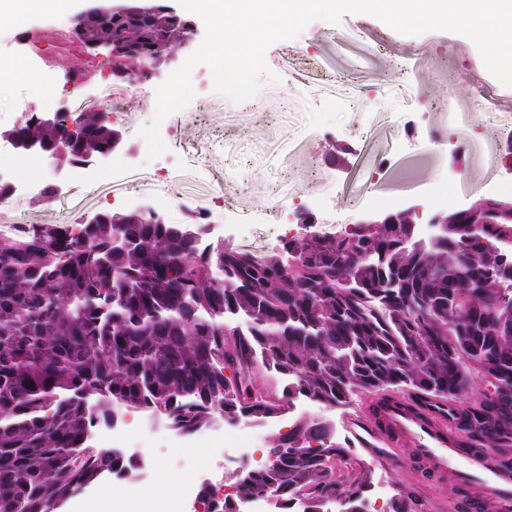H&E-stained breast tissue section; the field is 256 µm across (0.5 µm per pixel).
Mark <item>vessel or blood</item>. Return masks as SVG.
<instances>
[{
  "label": "vessel or blood",
  "instance_id": "b4317fda",
  "mask_svg": "<svg viewBox=\"0 0 512 512\" xmlns=\"http://www.w3.org/2000/svg\"><path fill=\"white\" fill-rule=\"evenodd\" d=\"M459 406L445 400L411 411L394 405L385 410L390 432L413 443L415 452L438 476L451 475L480 489L488 512H512V435L473 443L457 431Z\"/></svg>",
  "mask_w": 512,
  "mask_h": 512
}]
</instances>
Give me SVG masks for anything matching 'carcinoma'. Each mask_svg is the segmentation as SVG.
Wrapping results in <instances>:
<instances>
[{
  "instance_id": "cac0c4a2",
  "label": "carcinoma",
  "mask_w": 512,
  "mask_h": 512,
  "mask_svg": "<svg viewBox=\"0 0 512 512\" xmlns=\"http://www.w3.org/2000/svg\"><path fill=\"white\" fill-rule=\"evenodd\" d=\"M175 12L84 18L83 40L154 54L173 47ZM70 131L33 112L19 141L101 152L114 130L80 112ZM422 246L409 224H356L338 237L287 239L277 254L201 246L191 224H56L0 234V512H52L108 476L121 454L88 443L121 409L164 415L193 434L279 416L305 398L347 406L380 394L374 424L396 403L460 396L478 374L493 395L461 408L460 426L512 420V218L472 227L462 210ZM34 388H28V385ZM97 401L88 402L89 389ZM333 427L302 421L233 475L239 512L267 495L283 512H369L370 472Z\"/></svg>"
}]
</instances>
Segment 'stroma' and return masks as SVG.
<instances>
[{
    "instance_id": "stroma-1",
    "label": "stroma",
    "mask_w": 512,
    "mask_h": 512,
    "mask_svg": "<svg viewBox=\"0 0 512 512\" xmlns=\"http://www.w3.org/2000/svg\"><path fill=\"white\" fill-rule=\"evenodd\" d=\"M96 0H75L72 12L37 15L26 29L0 28V55L32 57L26 32L53 39L75 23ZM309 23L301 34L270 45L274 80L264 81L259 106L234 104L212 91L206 66L192 74L194 100L166 118L160 135L164 154L148 158L141 126L156 111V89L180 67L188 53L166 56L150 80L132 86L98 68L97 78L73 85L64 77L89 56L61 52L52 59L53 85L36 95L27 79L8 81L9 100L0 103V132L24 118L25 101L80 111L112 109V127L122 147L105 163L113 171L104 183H73L69 192L43 200L16 196L0 209V232L17 226L73 225L105 209L147 203L167 223L199 227L204 242H221L267 253L284 240L306 234L335 236L359 214L378 215L411 204L412 190L441 188L457 206L467 205L471 188L512 201V178L504 160L512 146V89L476 64L465 42L434 33L384 36L376 24L363 37H335L336 26ZM466 127L465 138L449 141V131ZM303 206L313 224L286 222ZM376 398L356 396L350 405L326 407L300 401L280 417L222 421L184 435L161 418L126 413L118 425L130 436L110 433L101 423L91 443L122 449L138 467L113 478L125 488L150 486L161 471L194 477L197 489L228 485L242 460L257 465L277 436L304 417L333 425L336 441L371 469L365 495L382 508L397 496L415 500L416 512H462L468 494L452 479L433 480L416 462L411 443H399L390 465L380 466L348 430L351 417L370 412ZM195 493L181 497L180 512H202Z\"/></svg>"
}]
</instances>
